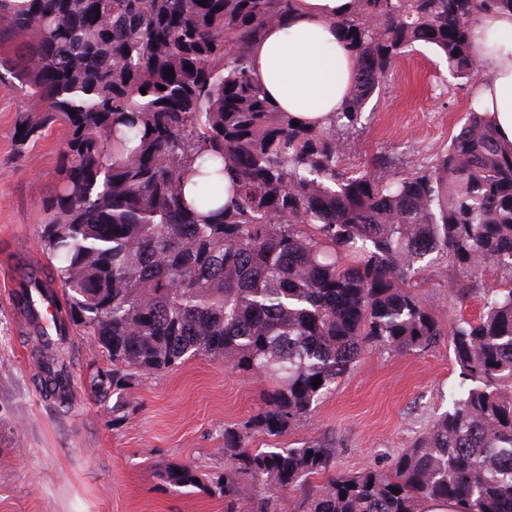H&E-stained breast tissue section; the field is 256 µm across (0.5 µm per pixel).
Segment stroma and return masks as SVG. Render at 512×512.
<instances>
[{
    "instance_id": "1",
    "label": "stroma",
    "mask_w": 512,
    "mask_h": 512,
    "mask_svg": "<svg viewBox=\"0 0 512 512\" xmlns=\"http://www.w3.org/2000/svg\"><path fill=\"white\" fill-rule=\"evenodd\" d=\"M446 71L445 61L427 49L401 60L348 163L388 155L402 169L440 154L463 124L472 96ZM23 107L19 95L0 89V512H222L217 498L170 489L157 471L171 462L223 468L224 428L262 406L264 376L192 359L142 377L118 421L111 402L97 399L88 385L102 350L93 337L77 333L71 410L60 411L36 385L37 359L3 283L21 265L48 263L42 203L55 191L68 131L51 125L17 153L15 125ZM467 285L440 265L417 293L441 322L473 319L482 302ZM457 384L447 343L416 354L372 351L287 440L329 437L340 470L385 469L447 408Z\"/></svg>"
}]
</instances>
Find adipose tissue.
<instances>
[{"label": "adipose tissue", "instance_id": "obj_1", "mask_svg": "<svg viewBox=\"0 0 512 512\" xmlns=\"http://www.w3.org/2000/svg\"><path fill=\"white\" fill-rule=\"evenodd\" d=\"M352 0H300L280 25L251 47L255 77L275 106L295 119L321 124L339 111L355 64L336 35L335 18ZM480 73L475 93L499 138L512 144V11L481 16L472 30Z\"/></svg>", "mask_w": 512, "mask_h": 512}]
</instances>
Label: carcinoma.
<instances>
[{
    "mask_svg": "<svg viewBox=\"0 0 512 512\" xmlns=\"http://www.w3.org/2000/svg\"><path fill=\"white\" fill-rule=\"evenodd\" d=\"M297 2L0 0V87L28 100L18 151L69 131L44 205L52 267L28 268L15 295L45 397L71 407L72 327L108 357L89 376L103 400L225 359L266 377L263 405L224 427V470L169 463L165 485L203 486L224 512H279L285 491L291 512H512V147L472 106L429 166L345 164L399 60L431 48L475 86L471 30L512 0H354L334 20L354 81L320 127L293 125L252 72L251 44ZM440 260L474 286L501 275L477 319L445 328L418 297ZM57 285L50 335L33 296ZM442 341L458 386L391 469L342 472L329 441L284 440L366 352Z\"/></svg>",
    "mask_w": 512,
    "mask_h": 512,
    "instance_id": "1",
    "label": "carcinoma"
}]
</instances>
